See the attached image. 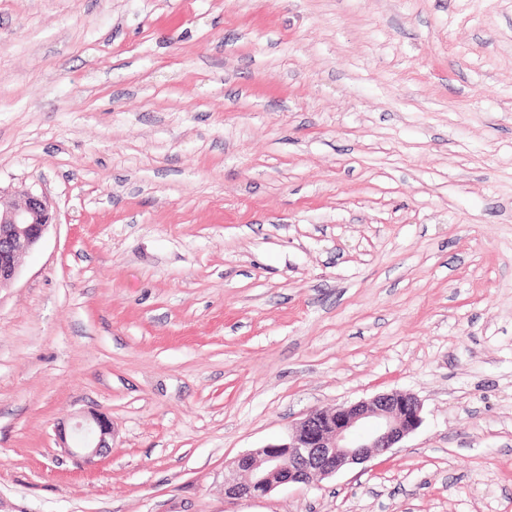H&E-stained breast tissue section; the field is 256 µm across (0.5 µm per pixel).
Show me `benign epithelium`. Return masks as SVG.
Here are the masks:
<instances>
[{"instance_id": "benign-epithelium-1", "label": "benign epithelium", "mask_w": 512, "mask_h": 512, "mask_svg": "<svg viewBox=\"0 0 512 512\" xmlns=\"http://www.w3.org/2000/svg\"><path fill=\"white\" fill-rule=\"evenodd\" d=\"M22 202L0 208V289L17 277L19 258L33 250L51 225L50 204L43 195L20 191ZM417 397L403 391L380 393L333 409L309 411L288 438L243 453L224 466V495L229 499L261 497L279 486L314 485L374 456L383 455L417 430L423 421ZM60 445L90 462L111 447L112 422L90 414L77 422L72 439L58 430Z\"/></svg>"}]
</instances>
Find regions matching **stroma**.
Masks as SVG:
<instances>
[{"instance_id": "stroma-1", "label": "stroma", "mask_w": 512, "mask_h": 512, "mask_svg": "<svg viewBox=\"0 0 512 512\" xmlns=\"http://www.w3.org/2000/svg\"><path fill=\"white\" fill-rule=\"evenodd\" d=\"M22 189L55 222L0 290V512H512V0H0ZM395 390L398 448L225 498ZM417 397L380 393L333 409L309 411L288 438L243 453L224 466L228 499L261 497L279 486L314 485L396 448L423 421ZM366 424L367 432H361ZM244 476L243 480L239 477ZM58 438L60 447L64 448L65 452L73 455L80 453L86 462L91 463L94 457L111 448L112 422L103 414L86 415L74 426L72 445L75 446L69 444L65 428L58 430ZM73 448L78 451H74Z\"/></svg>"}]
</instances>
